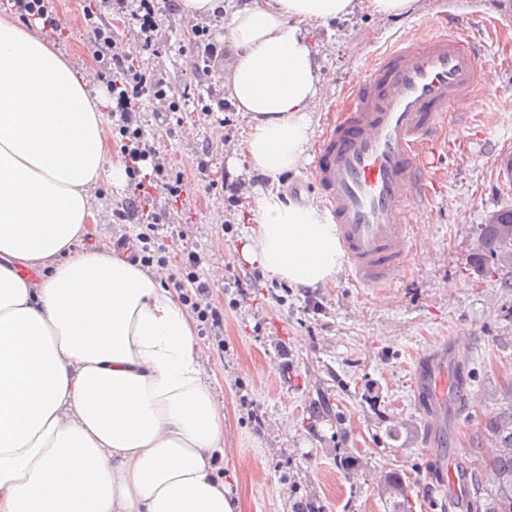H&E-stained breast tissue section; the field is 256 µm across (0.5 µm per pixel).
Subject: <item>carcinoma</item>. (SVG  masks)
I'll list each match as a JSON object with an SVG mask.
<instances>
[{
	"label": "carcinoma",
	"instance_id": "1",
	"mask_svg": "<svg viewBox=\"0 0 512 512\" xmlns=\"http://www.w3.org/2000/svg\"><path fill=\"white\" fill-rule=\"evenodd\" d=\"M499 217L508 223L481 225L479 260L511 267L512 209L505 208ZM485 429L494 444L492 453L474 473L475 500L483 512H512V407L490 415ZM381 489L391 503V512H413L409 487L400 474H385Z\"/></svg>",
	"mask_w": 512,
	"mask_h": 512
}]
</instances>
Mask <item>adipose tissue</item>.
<instances>
[{
  "mask_svg": "<svg viewBox=\"0 0 512 512\" xmlns=\"http://www.w3.org/2000/svg\"><path fill=\"white\" fill-rule=\"evenodd\" d=\"M357 0L233 7L224 87L246 116L243 151L277 181L315 137L310 31ZM104 91L48 41L0 19V512H240L217 461L224 400L206 380L180 293L111 250L79 243L92 191L125 180ZM241 259L288 287L339 269L315 205L263 192Z\"/></svg>",
  "mask_w": 512,
  "mask_h": 512,
  "instance_id": "1",
  "label": "adipose tissue"
}]
</instances>
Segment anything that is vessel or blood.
<instances>
[{"label":"vessel or blood","instance_id":"obj_1","mask_svg":"<svg viewBox=\"0 0 512 512\" xmlns=\"http://www.w3.org/2000/svg\"><path fill=\"white\" fill-rule=\"evenodd\" d=\"M491 80L483 50L456 21L447 33L397 38L343 93L313 151L309 183L336 227L344 271L359 285L387 288L407 270L412 214L428 160L445 142L448 112L486 94ZM413 387L424 399L427 433L445 432L457 414L455 348L420 356ZM459 459L450 452L440 467L448 501L460 510L471 481Z\"/></svg>","mask_w":512,"mask_h":512}]
</instances>
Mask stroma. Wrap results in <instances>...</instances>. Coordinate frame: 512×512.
I'll return each instance as SVG.
<instances>
[{"label":"stroma","instance_id":"1","mask_svg":"<svg viewBox=\"0 0 512 512\" xmlns=\"http://www.w3.org/2000/svg\"><path fill=\"white\" fill-rule=\"evenodd\" d=\"M64 36L54 51L73 67L94 66L83 39L80 0H57ZM467 19L470 34L486 45L494 65L493 93L474 108H455L452 149L430 172L437 192L427 208L415 211L418 237L410 266L389 288H364L337 273L324 288L299 293L284 282L257 278L239 259L254 228L249 207L257 206L268 180L240 152L248 133L242 113H226L223 130L200 113L184 112V128L164 136L170 115L145 101L140 120L156 147L189 178L192 192L187 246L202 260L198 272L224 308V342L204 339V367L224 398V457L220 471L241 512H296L297 503L316 502L323 512H388L380 482L400 473L412 489L414 512H430L442 495L434 480L431 454L459 448L461 466L472 470L493 446L484 428L490 413L512 404V268L487 273L476 260L480 226L512 207V184L502 180L495 161L512 151V0H419L403 17L379 19L369 5L347 19L314 29L320 89L313 114L324 131L342 91L362 76L369 62L394 36H426L441 30L448 7ZM170 52L150 57L149 66L179 80L186 57L179 50L186 26L198 24L223 38V21L168 16ZM218 141L207 174L185 165L198 157L205 140ZM249 185V202L229 208L223 197L206 193L221 175ZM121 185L92 194L98 211V245L112 246V210L124 202ZM247 287L239 296L233 280ZM452 341L469 377L468 401L443 443L424 450L422 425L412 387L415 358ZM248 395L251 409L240 405ZM345 448L361 464L347 472L336 464Z\"/></svg>","mask_w":512,"mask_h":512}]
</instances>
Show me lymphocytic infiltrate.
Returning <instances> with one entry per match:
<instances>
[{
    "mask_svg": "<svg viewBox=\"0 0 512 512\" xmlns=\"http://www.w3.org/2000/svg\"><path fill=\"white\" fill-rule=\"evenodd\" d=\"M0 6L14 11L25 22H41L43 31L54 34L61 29L55 0H0ZM178 9L176 0H97L96 4L88 2L82 8L84 31L98 63L95 75L105 83L113 102L112 129L120 136L119 150L128 179L127 204L123 209L113 211L112 222L121 227L128 223L141 225L138 240L146 247L154 242L160 224L166 223L168 215L167 209L154 206V193L166 195L170 207H175L186 196L188 182L184 173L177 170L170 158L162 155L147 138L132 104L148 95L167 103L169 112L176 113L181 102L204 95L208 98L207 104L201 107L205 117L229 111L231 105L223 91L203 83L204 77L210 76L223 57L224 49L209 28L191 26L189 79L176 88L166 73L144 69L137 57L117 53L108 16L112 13L122 15L134 26L133 37L141 51L159 57L168 48L162 34L161 18ZM200 261L197 252H184L179 269L170 272L168 279L196 313L202 333L219 342L224 335V310L212 303L209 283L200 280L195 272Z\"/></svg>",
    "mask_w": 512,
    "mask_h": 512,
    "instance_id": "1",
    "label": "lymphocytic infiltrate"
}]
</instances>
